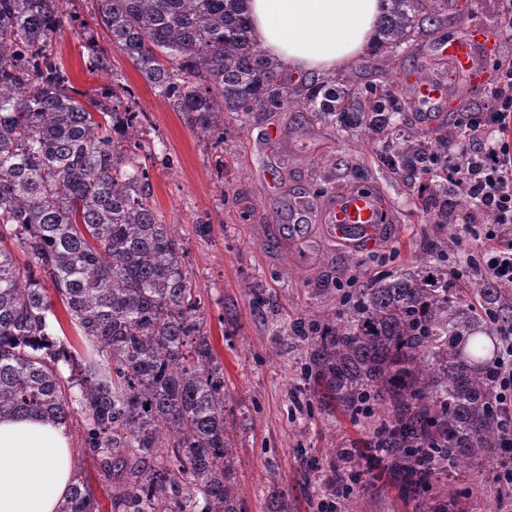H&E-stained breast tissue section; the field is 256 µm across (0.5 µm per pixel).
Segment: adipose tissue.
I'll return each instance as SVG.
<instances>
[{"label":"adipose tissue","mask_w":512,"mask_h":512,"mask_svg":"<svg viewBox=\"0 0 512 512\" xmlns=\"http://www.w3.org/2000/svg\"><path fill=\"white\" fill-rule=\"evenodd\" d=\"M385 0H245L252 37L296 72L330 74L378 38ZM64 426L37 416L0 417V512H59L75 478Z\"/></svg>","instance_id":"adipose-tissue-1"}]
</instances>
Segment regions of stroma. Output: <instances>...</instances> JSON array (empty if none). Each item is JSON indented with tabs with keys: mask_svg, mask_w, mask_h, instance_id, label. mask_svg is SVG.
I'll use <instances>...</instances> for the list:
<instances>
[{
	"mask_svg": "<svg viewBox=\"0 0 512 512\" xmlns=\"http://www.w3.org/2000/svg\"><path fill=\"white\" fill-rule=\"evenodd\" d=\"M500 10L501 0H459L455 15L411 42L397 75L382 71L368 51L346 74L359 85L394 82L402 90L422 75L446 80L453 90L448 111L477 116L495 103L497 65L512 61V27ZM471 30L481 33L485 58L482 67L460 75L431 45ZM77 32L65 26L55 41L74 88L96 99L120 76L148 116L139 155L150 173L153 207L183 239L184 267L204 303L203 329L233 397L240 501L247 512H269L272 491L283 488L287 512H318L320 501L337 497L329 469L333 449L362 440L366 431L323 403L309 376L313 347L299 324L315 313L342 314L341 283L369 286L410 267L426 243L443 238L449 265L460 271L457 295L478 308L487 282L468 262L476 244L461 229L479 222L475 207L456 203V228L428 223L417 179L380 164L383 139L363 138L296 107L226 116L224 149L216 151L106 33H98L97 43L112 71L89 72ZM359 188L376 194L389 224L381 242L356 252L333 238L320 211L328 197ZM81 421L77 413L68 425L76 476L99 512H112V485L84 444ZM372 476L359 512H414L380 469ZM482 481L480 492L459 500L455 512H512V492L498 470L484 472Z\"/></svg>",
	"mask_w": 512,
	"mask_h": 512,
	"instance_id": "stroma-1",
	"label": "stroma"
}]
</instances>
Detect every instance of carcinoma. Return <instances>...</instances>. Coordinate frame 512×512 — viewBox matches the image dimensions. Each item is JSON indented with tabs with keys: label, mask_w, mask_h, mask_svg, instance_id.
<instances>
[{
	"label": "carcinoma",
	"mask_w": 512,
	"mask_h": 512,
	"mask_svg": "<svg viewBox=\"0 0 512 512\" xmlns=\"http://www.w3.org/2000/svg\"><path fill=\"white\" fill-rule=\"evenodd\" d=\"M93 21L142 78L214 147L224 113L297 105L330 123L384 136L388 169L425 180L434 224L455 223L440 161L456 133L427 141L401 132L394 88L305 79L288 84L253 42L244 0H94ZM71 0H0V416L64 425L80 408L84 444L112 483V512H245L235 491L224 368L203 333L202 303L184 269L175 225L151 204L136 135L145 113L121 92L77 96L54 52ZM448 0H389L380 22L384 66L394 70L414 33L441 22ZM26 257L16 264L4 243ZM448 240L414 269L351 293L349 317L314 319V382L369 429L385 473L415 512H453L466 484L430 507L450 472L494 465L507 414L494 394V321L512 320V285L485 288L487 316L450 284ZM61 303L56 310L43 281ZM85 350L78 354L64 324ZM342 512L368 484L361 459L336 449ZM74 480L60 512H96Z\"/></svg>",
	"instance_id": "obj_1"
}]
</instances>
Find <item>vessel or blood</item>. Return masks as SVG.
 <instances>
[{"instance_id": "b4317fda", "label": "vessel or blood", "mask_w": 512, "mask_h": 512, "mask_svg": "<svg viewBox=\"0 0 512 512\" xmlns=\"http://www.w3.org/2000/svg\"><path fill=\"white\" fill-rule=\"evenodd\" d=\"M477 35L436 44L435 49L447 55L449 62L460 71H470L477 65L474 46ZM412 100L423 116L429 117L442 110L451 90L446 84L426 75L411 85ZM327 220L338 241L356 246L378 239L388 218L375 195L368 191L351 192L329 200Z\"/></svg>"}]
</instances>
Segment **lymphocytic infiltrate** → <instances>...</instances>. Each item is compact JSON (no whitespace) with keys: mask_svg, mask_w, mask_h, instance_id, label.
I'll list each match as a JSON object with an SVG mask.
<instances>
[{"mask_svg":"<svg viewBox=\"0 0 512 512\" xmlns=\"http://www.w3.org/2000/svg\"><path fill=\"white\" fill-rule=\"evenodd\" d=\"M497 71L496 103L480 120L466 122L465 139L447 156V173L449 184H462L485 218L470 227L485 242L473 263L489 280L512 283V240L502 233L512 224V152L489 139L512 123V64L499 65Z\"/></svg>","mask_w":512,"mask_h":512,"instance_id":"1","label":"lymphocytic infiltrate"}]
</instances>
